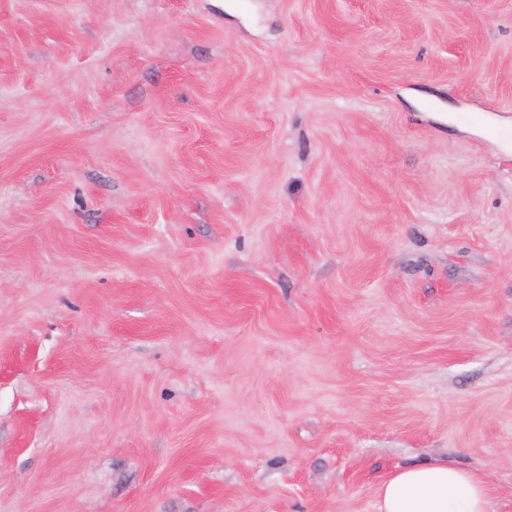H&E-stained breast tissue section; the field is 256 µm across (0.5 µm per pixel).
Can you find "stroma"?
I'll return each instance as SVG.
<instances>
[{"instance_id": "35a3bbf8", "label": "stroma", "mask_w": 512, "mask_h": 512, "mask_svg": "<svg viewBox=\"0 0 512 512\" xmlns=\"http://www.w3.org/2000/svg\"><path fill=\"white\" fill-rule=\"evenodd\" d=\"M493 127L512 0H0V512H512ZM379 512H495L480 477L448 464L404 467L378 488Z\"/></svg>"}]
</instances>
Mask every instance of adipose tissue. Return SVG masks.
Returning <instances> with one entry per match:
<instances>
[{
	"mask_svg": "<svg viewBox=\"0 0 512 512\" xmlns=\"http://www.w3.org/2000/svg\"><path fill=\"white\" fill-rule=\"evenodd\" d=\"M379 512H494L487 483L448 464L404 467L378 488Z\"/></svg>",
	"mask_w": 512,
	"mask_h": 512,
	"instance_id": "1",
	"label": "adipose tissue"
}]
</instances>
